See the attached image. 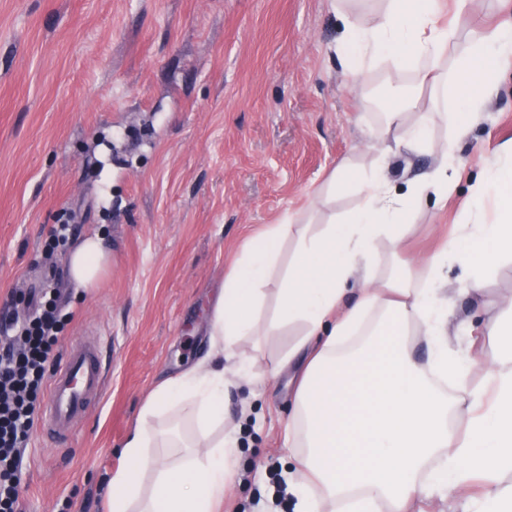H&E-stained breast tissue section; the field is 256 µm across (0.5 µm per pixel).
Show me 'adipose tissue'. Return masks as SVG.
Wrapping results in <instances>:
<instances>
[{
	"label": "adipose tissue",
	"mask_w": 512,
	"mask_h": 512,
	"mask_svg": "<svg viewBox=\"0 0 512 512\" xmlns=\"http://www.w3.org/2000/svg\"><path fill=\"white\" fill-rule=\"evenodd\" d=\"M444 0H383L376 25L346 20L338 50L352 86L387 61L395 73L438 80L452 38ZM512 60V29L482 28L458 54L460 89L453 111H407L384 99L377 141L384 152L425 148L431 124L450 135L436 166L392 185L382 163L357 172L339 163L327 184L354 191L357 206L340 221L311 230L286 216L243 247L224 279L206 327L210 350L249 374L241 345L255 336L291 330L283 355L306 360L288 419L292 472L285 481L294 512H411L415 501L482 484L467 512H512V300L475 342L493 345L484 381L470 385L471 368L448 345V266L462 269L466 294L483 297L489 275L512 256V141L500 144L488 179L475 181L462 210L458 236L413 261L378 273L379 243L398 251L415 201L447 200L456 184L457 145L468 139L497 94L503 63ZM295 238L288 264L281 245ZM111 253L103 237L83 239L69 258L80 288L95 287ZM279 271L276 313L262 320L265 287ZM422 337L426 357L414 355L407 336ZM224 370L208 360L162 380L144 405L109 478L106 512H218L237 465L239 440L230 432L209 440L224 423ZM190 409L203 447L176 463L154 456L158 418ZM466 417V432L455 421Z\"/></svg>",
	"instance_id": "adipose-tissue-1"
}]
</instances>
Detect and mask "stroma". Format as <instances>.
Wrapping results in <instances>:
<instances>
[{
    "label": "stroma",
    "instance_id": "stroma-1",
    "mask_svg": "<svg viewBox=\"0 0 512 512\" xmlns=\"http://www.w3.org/2000/svg\"><path fill=\"white\" fill-rule=\"evenodd\" d=\"M335 0H0V316L23 320L27 295L59 270L70 319L59 340L100 339L108 371L101 401L58 443L34 428L22 452L23 512H102L121 447L154 388L202 358L206 315L245 242L290 212L321 224L358 203L337 194L306 210L339 161L381 158L373 132L380 98L415 95L432 112L453 106V84H418L378 65L371 101L351 89L335 46ZM447 63L475 36L470 22L512 24V0H472ZM447 135L433 125L425 150L392 155L398 182L435 165ZM512 139V61L501 90L457 154L447 204L414 207L401 257L444 244L470 184ZM69 244L99 233L112 264L97 287L72 282L67 251L47 255L50 229ZM289 334L271 336L239 381L232 365L225 427L240 443L223 512H251L255 493L281 487L293 387L273 374Z\"/></svg>",
    "mask_w": 512,
    "mask_h": 512
}]
</instances>
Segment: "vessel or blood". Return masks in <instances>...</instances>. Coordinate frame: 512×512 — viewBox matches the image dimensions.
Masks as SVG:
<instances>
[{
	"mask_svg": "<svg viewBox=\"0 0 512 512\" xmlns=\"http://www.w3.org/2000/svg\"><path fill=\"white\" fill-rule=\"evenodd\" d=\"M105 385L106 369L100 344L83 339L72 341L53 369L44 411L46 423L58 434H66L81 423Z\"/></svg>",
	"mask_w": 512,
	"mask_h": 512,
	"instance_id": "vessel-or-blood-1",
	"label": "vessel or blood"
}]
</instances>
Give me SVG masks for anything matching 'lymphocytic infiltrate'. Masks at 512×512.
<instances>
[{
	"label": "lymphocytic infiltrate",
	"mask_w": 512,
	"mask_h": 512,
	"mask_svg": "<svg viewBox=\"0 0 512 512\" xmlns=\"http://www.w3.org/2000/svg\"><path fill=\"white\" fill-rule=\"evenodd\" d=\"M59 289L39 291L23 322L0 326V512H17L22 485L20 451L29 440L43 380L68 317Z\"/></svg>",
	"instance_id": "f902f5d3"
}]
</instances>
